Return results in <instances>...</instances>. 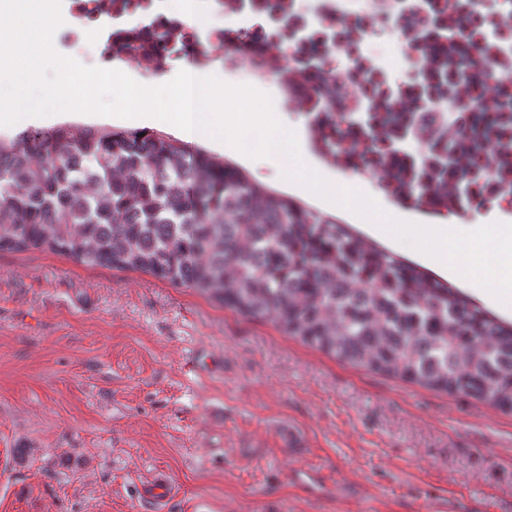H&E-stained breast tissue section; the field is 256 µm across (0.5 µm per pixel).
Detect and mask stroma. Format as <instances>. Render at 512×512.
I'll use <instances>...</instances> for the list:
<instances>
[{
  "label": "stroma",
  "mask_w": 512,
  "mask_h": 512,
  "mask_svg": "<svg viewBox=\"0 0 512 512\" xmlns=\"http://www.w3.org/2000/svg\"><path fill=\"white\" fill-rule=\"evenodd\" d=\"M275 110L302 159L341 173ZM254 181L359 217L235 157ZM295 429L289 445L284 429ZM512 512V413L367 371L149 273L0 251V512ZM175 492L170 476L164 471H156L142 483L140 499L156 508L167 502Z\"/></svg>",
  "instance_id": "35a3bbf8"
}]
</instances>
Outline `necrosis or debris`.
I'll return each mask as SVG.
<instances>
[{"instance_id": "1", "label": "necrosis or debris", "mask_w": 512, "mask_h": 512, "mask_svg": "<svg viewBox=\"0 0 512 512\" xmlns=\"http://www.w3.org/2000/svg\"><path fill=\"white\" fill-rule=\"evenodd\" d=\"M223 28L189 27L169 0H67V51L91 30L99 58L150 75L183 60L259 81L282 66L310 92L288 101L345 175L367 171L438 209L512 210V0H196ZM397 44L396 55L376 51ZM442 129L418 134L420 117Z\"/></svg>"}]
</instances>
